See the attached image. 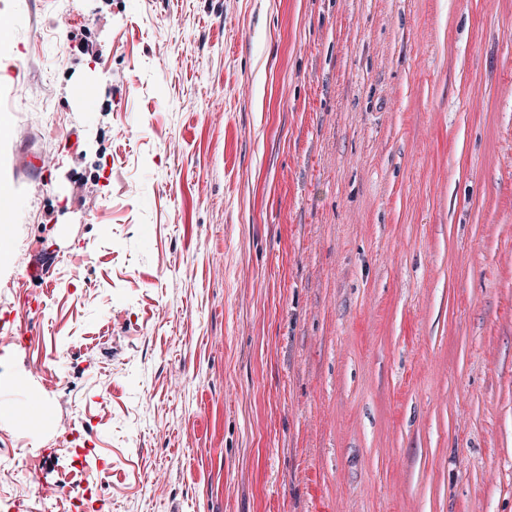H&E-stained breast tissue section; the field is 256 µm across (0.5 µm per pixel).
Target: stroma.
I'll list each match as a JSON object with an SVG mask.
<instances>
[{
    "mask_svg": "<svg viewBox=\"0 0 512 512\" xmlns=\"http://www.w3.org/2000/svg\"><path fill=\"white\" fill-rule=\"evenodd\" d=\"M1 20L0 383L43 412L0 452L96 449L112 512H512V0Z\"/></svg>",
    "mask_w": 512,
    "mask_h": 512,
    "instance_id": "stroma-1",
    "label": "stroma"
}]
</instances>
